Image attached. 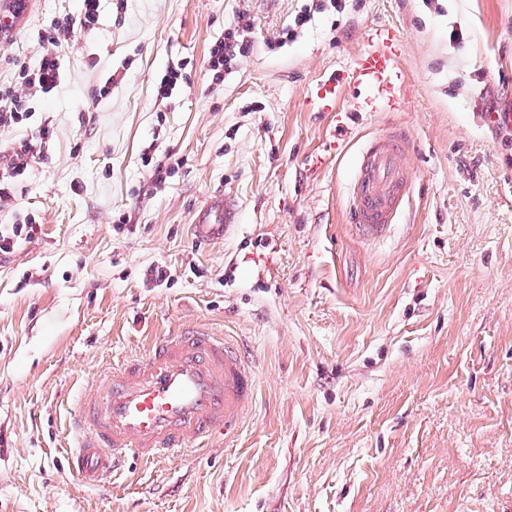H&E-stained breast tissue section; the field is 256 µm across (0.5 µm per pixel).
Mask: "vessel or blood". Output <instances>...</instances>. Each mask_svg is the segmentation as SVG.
<instances>
[{"mask_svg": "<svg viewBox=\"0 0 512 512\" xmlns=\"http://www.w3.org/2000/svg\"><path fill=\"white\" fill-rule=\"evenodd\" d=\"M395 68L391 54L367 55L351 73L330 76L319 93L333 99L348 84L372 92ZM408 149L407 137L395 132L362 152L353 203L362 235L381 236L391 224L410 183ZM234 220L230 203L209 201L196 222L197 235L222 236ZM255 395L253 372L226 338L204 329L162 338L148 355L129 357L98 376L90 394L80 398V438L70 452L71 466L85 484L97 486L127 457L154 461L178 455L238 428Z\"/></svg>", "mask_w": 512, "mask_h": 512, "instance_id": "obj_1", "label": "vessel or blood"}]
</instances>
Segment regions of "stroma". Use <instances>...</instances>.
<instances>
[{
    "label": "stroma",
    "mask_w": 512,
    "mask_h": 512,
    "mask_svg": "<svg viewBox=\"0 0 512 512\" xmlns=\"http://www.w3.org/2000/svg\"><path fill=\"white\" fill-rule=\"evenodd\" d=\"M317 2L104 9L61 48L63 85L0 131L3 146L46 119L55 130L0 208V226L40 224L0 254V512H512V134L490 122L512 110V0ZM306 7L295 41L270 50ZM78 10L27 0L0 82ZM242 14L252 54L213 82L209 50ZM374 31L395 47L393 85L318 99ZM180 62L190 87L156 100ZM393 130L411 185L369 241L351 222L357 166ZM151 144L175 165L162 184L142 162ZM215 194L236 222L198 238ZM195 325L253 369L246 419L85 485L69 450L93 377Z\"/></svg>",
    "instance_id": "obj_1"
}]
</instances>
